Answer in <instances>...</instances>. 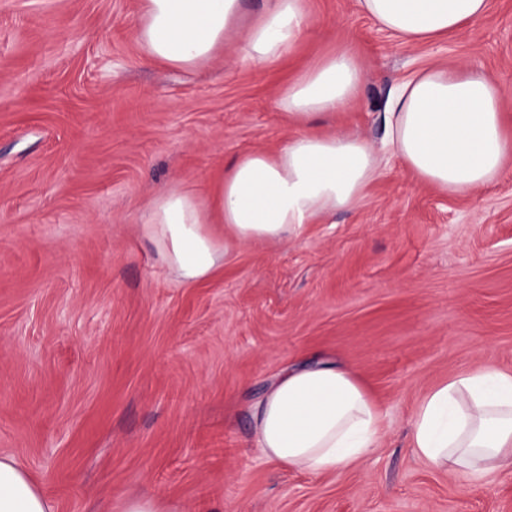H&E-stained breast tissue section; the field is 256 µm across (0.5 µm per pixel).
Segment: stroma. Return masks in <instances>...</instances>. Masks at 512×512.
Instances as JSON below:
<instances>
[{"instance_id": "35a3bbf8", "label": "stroma", "mask_w": 512, "mask_h": 512, "mask_svg": "<svg viewBox=\"0 0 512 512\" xmlns=\"http://www.w3.org/2000/svg\"><path fill=\"white\" fill-rule=\"evenodd\" d=\"M144 0H0V455L56 512L164 495L182 512H512V472L479 481L409 448L435 385L512 372V159L463 193L392 161L350 210L285 244L231 247L186 282L143 224L162 192L199 191L296 130L288 74L348 47L358 99L315 130L384 136L389 92L419 66L471 67L512 116V0L437 43L406 44L358 0H310L281 67L225 43L192 70L153 63ZM349 368L385 435L336 476L283 470L253 448V404L286 369Z\"/></svg>"}]
</instances>
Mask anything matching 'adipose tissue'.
<instances>
[{
	"label": "adipose tissue",
	"mask_w": 512,
	"mask_h": 512,
	"mask_svg": "<svg viewBox=\"0 0 512 512\" xmlns=\"http://www.w3.org/2000/svg\"><path fill=\"white\" fill-rule=\"evenodd\" d=\"M359 5L394 37L418 43L482 17L488 0ZM240 12L241 0H145L139 38L151 57L183 69L234 39L243 62L269 65L296 47L311 21L307 0H265L240 33ZM364 80L353 53H329L280 92L278 107L301 134L279 151L241 154L207 192L174 187L154 199L145 230L179 278H206L229 247L285 242L324 214L355 208L390 160L439 190L461 193L490 183L512 155L503 89L466 67L414 72L385 106L382 146L346 131L314 132L316 119L357 99ZM214 224L223 225L224 240L213 237ZM252 429L267 460L317 477L341 473L376 448L382 416L349 370L324 362L282 372L255 404ZM410 448L431 467L475 479L512 469V373L485 365L432 388L415 410ZM0 512H56L8 455H0Z\"/></svg>",
	"instance_id": "ef3b65f1"
}]
</instances>
